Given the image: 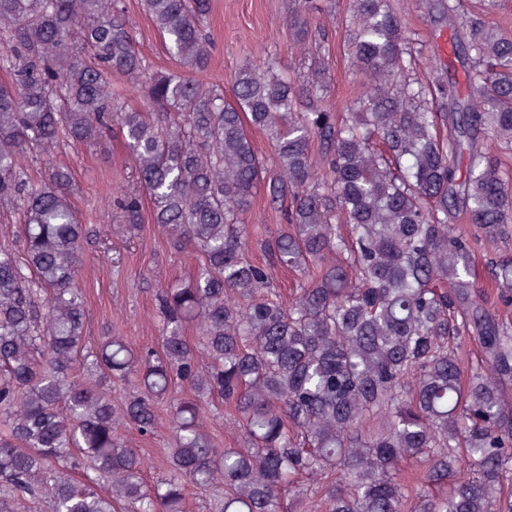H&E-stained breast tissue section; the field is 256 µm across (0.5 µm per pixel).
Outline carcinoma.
<instances>
[{
	"mask_svg": "<svg viewBox=\"0 0 512 512\" xmlns=\"http://www.w3.org/2000/svg\"><path fill=\"white\" fill-rule=\"evenodd\" d=\"M143 2L175 70L153 69L121 0H0V216L21 215V252L0 247V512H186L190 487L215 489L213 512L310 496L322 512H512L509 294L474 274L512 233V171L491 151L512 148V35L429 0L437 24L466 28L463 98L449 63L414 77L422 48L395 0H350L344 54L363 79L339 120L323 58L297 77L248 62L228 98L191 77L213 51L210 0ZM291 25L301 44L322 35L303 5ZM114 125L169 249L198 258L157 293L160 347L139 352L87 336L71 168L25 177ZM259 188L282 223H245ZM488 268L512 288L511 256ZM132 378L119 404L100 387ZM215 400L237 448L204 430ZM163 402L166 476L151 484L118 426L154 434Z\"/></svg>",
	"mask_w": 512,
	"mask_h": 512,
	"instance_id": "carcinoma-1",
	"label": "carcinoma"
}]
</instances>
